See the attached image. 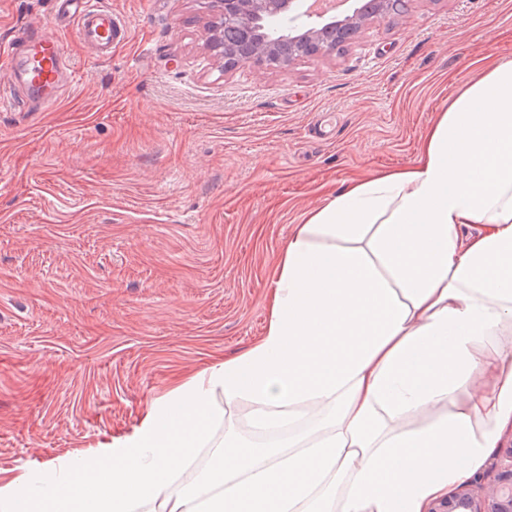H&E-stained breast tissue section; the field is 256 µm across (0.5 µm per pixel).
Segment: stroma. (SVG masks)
<instances>
[{
	"label": "stroma",
	"mask_w": 512,
	"mask_h": 512,
	"mask_svg": "<svg viewBox=\"0 0 512 512\" xmlns=\"http://www.w3.org/2000/svg\"><path fill=\"white\" fill-rule=\"evenodd\" d=\"M102 2L127 41L99 60L60 29L77 82L51 111L0 109L1 471L67 469L246 350L304 213L411 165L449 96L512 60V0H417L330 55L230 70L206 0ZM53 12L0 0V45ZM211 408L248 430L247 402Z\"/></svg>",
	"instance_id": "stroma-1"
}]
</instances>
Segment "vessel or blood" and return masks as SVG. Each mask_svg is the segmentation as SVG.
Masks as SVG:
<instances>
[{
	"instance_id": "1",
	"label": "vessel or blood",
	"mask_w": 512,
	"mask_h": 512,
	"mask_svg": "<svg viewBox=\"0 0 512 512\" xmlns=\"http://www.w3.org/2000/svg\"><path fill=\"white\" fill-rule=\"evenodd\" d=\"M76 36L96 57H104L128 38L122 15L99 5L98 0H61ZM0 54L8 59V86L0 93V107L53 105L61 88L75 77L56 34L45 25L27 24Z\"/></svg>"
}]
</instances>
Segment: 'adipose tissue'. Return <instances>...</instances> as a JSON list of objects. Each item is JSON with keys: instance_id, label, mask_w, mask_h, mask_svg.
<instances>
[{"instance_id": "obj_1", "label": "adipose tissue", "mask_w": 512, "mask_h": 512, "mask_svg": "<svg viewBox=\"0 0 512 512\" xmlns=\"http://www.w3.org/2000/svg\"><path fill=\"white\" fill-rule=\"evenodd\" d=\"M266 330L156 401L112 465L0 477V512H426L512 424V61L467 82L416 161L309 210L282 251ZM287 429L235 430L203 484L168 493L210 440L209 396Z\"/></svg>"}]
</instances>
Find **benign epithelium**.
<instances>
[{
    "label": "benign epithelium",
    "mask_w": 512,
    "mask_h": 512,
    "mask_svg": "<svg viewBox=\"0 0 512 512\" xmlns=\"http://www.w3.org/2000/svg\"><path fill=\"white\" fill-rule=\"evenodd\" d=\"M213 5L214 21L226 17L235 22L246 39L259 42L270 63L280 67L297 60L294 55L286 60L281 57L284 45L293 47L318 35L330 37L338 30L365 23L358 12L341 19L315 14L308 0H213ZM493 467L499 473L484 496L475 495L470 485L463 484L433 502L428 512H512V445L499 449Z\"/></svg>",
    "instance_id": "7a95c632"
}]
</instances>
